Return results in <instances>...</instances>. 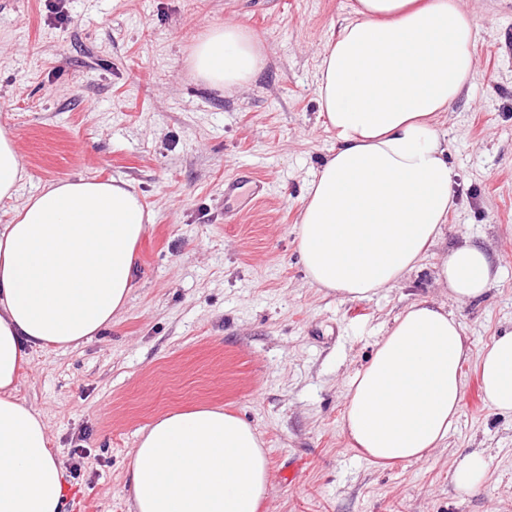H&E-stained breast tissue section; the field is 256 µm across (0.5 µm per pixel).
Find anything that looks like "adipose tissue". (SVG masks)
I'll use <instances>...</instances> for the list:
<instances>
[{
  "label": "adipose tissue",
  "instance_id": "adipose-tissue-1",
  "mask_svg": "<svg viewBox=\"0 0 512 512\" xmlns=\"http://www.w3.org/2000/svg\"><path fill=\"white\" fill-rule=\"evenodd\" d=\"M476 19L465 0H357L318 65L321 114L336 148L310 183L297 246L311 287L364 299L395 287L443 235L455 174L439 118L474 77ZM241 25L211 29L192 68L213 86L250 83L265 65ZM23 169L0 132V512H65L62 463L15 381L31 352L77 347L123 313L135 247L151 216L125 183L79 177L18 198ZM437 283L476 300L493 263L466 242L440 255ZM476 359L488 404L512 412V332L472 356L445 306L411 304L351 380L348 445L379 466L443 447ZM131 512H262L270 472L257 431L219 408L171 412L142 433L128 464Z\"/></svg>",
  "mask_w": 512,
  "mask_h": 512
}]
</instances>
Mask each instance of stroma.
<instances>
[{
  "mask_svg": "<svg viewBox=\"0 0 512 512\" xmlns=\"http://www.w3.org/2000/svg\"><path fill=\"white\" fill-rule=\"evenodd\" d=\"M353 2L0 0V131L26 173L20 197L48 181L115 178L154 215L122 318L79 347L34 352L19 380L63 462L66 512H129L141 433L200 406L260 434L267 512H512V414L485 402L475 363L445 447L427 457L381 468L341 431L351 379L411 303L447 304L475 352L512 331V0H467L476 71L440 118L458 193L442 239L394 288L351 300L308 284L295 225L336 145L318 64ZM224 24L267 52L234 91L190 63L197 37ZM242 167L269 194L228 224L224 180ZM466 241L499 271L476 302L450 298L433 268ZM474 452L486 477L457 490L451 475Z\"/></svg>",
  "mask_w": 512,
  "mask_h": 512,
  "instance_id": "35a3bbf8",
  "label": "stroma"
}]
</instances>
